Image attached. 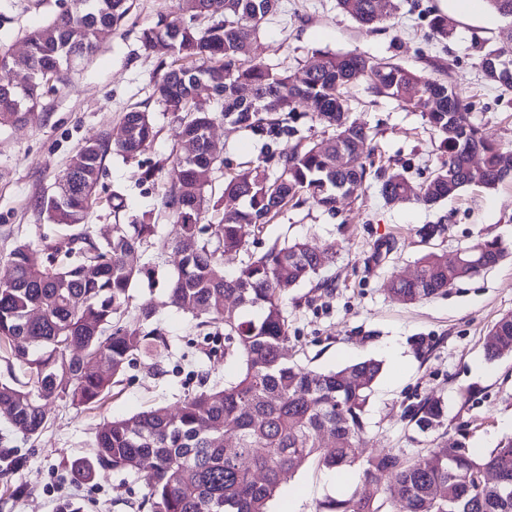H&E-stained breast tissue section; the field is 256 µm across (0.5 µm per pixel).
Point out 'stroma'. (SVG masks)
Wrapping results in <instances>:
<instances>
[{"instance_id":"1","label":"stroma","mask_w":512,"mask_h":512,"mask_svg":"<svg viewBox=\"0 0 512 512\" xmlns=\"http://www.w3.org/2000/svg\"><path fill=\"white\" fill-rule=\"evenodd\" d=\"M178 2L136 0L124 26L99 36L97 54L71 65L67 84L46 94L26 122L0 128V275L15 245L38 249L55 238L57 226L35 208L36 198L55 190L85 141L105 132L118 137L121 116L133 107L151 112L159 133L135 161L107 156L100 204L87 222L100 240L110 235L114 223H128L146 210H157L159 224L169 225L159 207L178 127L152 96L157 62L142 51L139 36L144 26L174 14ZM63 3L0 0V47L24 51L25 36L48 24ZM393 3L390 19L368 32L342 13L336 0H281L279 10L265 20L253 54L292 74L319 50L393 58L425 76L456 84L473 104L470 121L486 137L512 149V89L485 77L473 46L478 37L496 42L502 19L493 17L488 25L456 21L452 37L439 41L427 27L429 16L439 11L437 0ZM349 96L354 116L376 134V164L405 170L413 183H421L437 163L439 145L421 114L388 98H372L360 81L350 87ZM211 133L219 154L232 163L262 156L260 140L223 120L215 121ZM148 168L159 169L158 179L141 180ZM115 193L121 203L117 213L108 205ZM426 224H441L445 230L427 240L419 233ZM481 238L497 240L506 251L493 268L414 304L386 292L385 282L405 274L423 255L451 256ZM253 240L257 251L287 240L335 245L336 257L326 272L332 282L328 293L311 299L307 285L288 293V357L318 371L370 358L381 362L365 412L363 458L388 451L413 458L460 438L486 452L512 436V356H486L490 329L512 313V180L494 189L467 187L429 209L411 199L386 202L374 182L358 200H340L334 213L311 203L284 209ZM132 260L152 271L134 289L132 302L153 300L157 325L171 343L159 357V372L134 362L99 407L48 402V427L36 439L0 420V449L13 450L21 461L10 482L0 481V512H55L68 498L85 502L86 512H141L145 488L136 475L111 471L79 484L71 477L73 461L91 456L104 420L152 407L173 410L201 385L235 377L236 362L222 356L223 329L196 328L191 314L168 302L167 288L176 272L172 250L145 247ZM431 393L443 398L448 417L444 432L425 436L404 412ZM362 480L359 464L339 471L308 464L276 493L270 512H315L325 500L350 496Z\"/></svg>"}]
</instances>
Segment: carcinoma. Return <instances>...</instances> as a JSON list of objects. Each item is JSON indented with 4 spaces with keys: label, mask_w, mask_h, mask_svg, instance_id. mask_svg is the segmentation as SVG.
I'll return each instance as SVG.
<instances>
[{
    "label": "carcinoma",
    "mask_w": 512,
    "mask_h": 512,
    "mask_svg": "<svg viewBox=\"0 0 512 512\" xmlns=\"http://www.w3.org/2000/svg\"><path fill=\"white\" fill-rule=\"evenodd\" d=\"M279 0H180L179 13L162 16L141 30L143 51L158 58L152 96L179 121L180 144L194 153L176 155L169 170L163 207L174 233L145 211L127 224L112 225V237L95 240L86 219L97 203L99 176L106 156L135 159L158 131L150 114L132 109L123 116L130 135L112 141L104 135L83 145L80 173L61 178L58 190L43 194L35 207L66 229L46 247V259L26 244L10 252L9 275L0 278V353L10 376L0 382V415L10 427L34 437L45 428L44 405L64 400L76 408L101 401L121 382L136 356L151 360L170 346L153 326L155 309L132 310L131 291L147 275L129 257L143 244L172 246L180 255L168 300L177 309L224 327V357L238 362L236 377L224 387L206 388L184 398L176 411L157 407L102 424L88 459L73 465L75 479L91 482L114 470L139 476L150 512H269L279 488L312 460L331 468L359 461L365 435L363 415L381 372L366 359L329 371L304 369L288 360V290L307 283L331 287L322 277L334 247L317 249L304 241L254 254L247 227L267 224L288 206L307 202L335 211L343 197L358 199L370 175L381 181L385 199L413 192L433 207L464 188L487 189L505 181L501 162L509 149L488 139L467 121L470 105L443 78L430 79L391 58L357 51H317L301 73L289 74L257 60L252 46ZM338 8L367 31H377L387 14L376 0H337ZM132 0H70L53 21L31 32L24 55L0 54V68L26 73L27 83L0 98V126L26 120L43 95L64 82V68L98 51L97 33L118 29ZM455 23L437 14L432 35L452 36ZM492 82L512 88V40L481 55ZM363 79L376 96L419 112L440 136L441 160L414 190L401 171L373 169L370 127L351 117L347 88ZM248 88L252 97L240 96ZM215 98L224 121L259 138L262 160L224 176L217 196L202 182L204 170L224 168L211 153L208 131L215 116L196 110L192 94ZM292 112H313L332 134L311 140L288 125ZM293 144L283 148L288 140ZM479 154L478 168L471 159ZM343 155V166L336 157ZM238 197L227 210L224 198ZM214 222L202 224L205 214ZM227 252L246 255L241 268L224 271ZM495 240H480L463 250L465 267L429 253L418 260L412 281L387 282L389 294L415 303L444 294L459 280L503 256ZM496 343L488 359L512 355V314L492 327ZM420 433L445 426L446 407L431 395L405 411ZM494 472L498 482H483ZM512 512V437L488 453H478L466 437L417 458L392 452L366 461L365 480L348 499H329L321 512Z\"/></svg>",
    "instance_id": "carcinoma-1"
}]
</instances>
